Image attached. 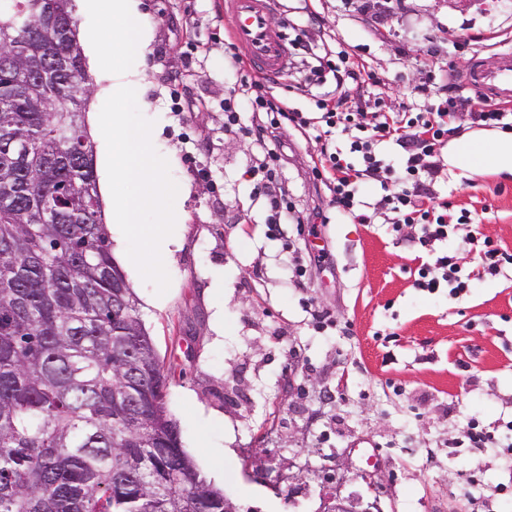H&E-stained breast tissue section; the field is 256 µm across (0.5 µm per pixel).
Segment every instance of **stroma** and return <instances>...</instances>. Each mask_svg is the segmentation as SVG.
<instances>
[{
  "label": "stroma",
  "instance_id": "stroma-1",
  "mask_svg": "<svg viewBox=\"0 0 512 512\" xmlns=\"http://www.w3.org/2000/svg\"><path fill=\"white\" fill-rule=\"evenodd\" d=\"M271 17L286 41L307 31L305 57L342 48L343 64L379 77L350 89L358 112H399L413 87L495 66L512 49V10L480 0H280ZM146 46L136 89L163 132L156 152L179 191L177 249L163 262L165 295L122 270L160 361L181 444L240 512H322L333 493L381 512H505L512 464L467 447L469 421L512 443V270L479 275L462 235L449 238L467 291L413 285L418 230L355 224L312 174L314 133L282 122L279 179L302 221L268 236L254 191L252 140L224 130V99L241 75L228 65L224 0H137ZM308 112L336 81L270 83ZM201 101L175 111L171 94ZM436 185L470 209L477 236L512 251V175L468 180L439 150ZM307 268L297 280L295 264ZM301 467L288 479L289 465Z\"/></svg>",
  "mask_w": 512,
  "mask_h": 512
}]
</instances>
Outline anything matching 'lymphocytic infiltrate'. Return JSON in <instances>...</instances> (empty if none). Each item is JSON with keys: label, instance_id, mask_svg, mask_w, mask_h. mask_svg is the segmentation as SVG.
Here are the masks:
<instances>
[{"label": "lymphocytic infiltrate", "instance_id": "lymphocytic-infiltrate-1", "mask_svg": "<svg viewBox=\"0 0 512 512\" xmlns=\"http://www.w3.org/2000/svg\"><path fill=\"white\" fill-rule=\"evenodd\" d=\"M355 81L363 86L378 84L376 74L366 68L337 75L335 97L321 100L318 115L311 116L288 107L269 96L266 78L247 76L237 96L224 100L226 132L252 137L256 160L251 168L258 181L255 189L266 199L267 224L272 235L292 215L288 195L275 179L280 157L271 148L261 125L245 126L240 122L238 96L248 97L253 111L266 113L271 126L289 120L306 131H318L326 137L345 139L346 149L323 150L314 161L312 172L329 192V202L343 215L359 224L374 223L379 210H386L394 229L408 224L418 225L419 247L429 255L421 262L414 285L434 293L448 289L459 295L468 288L461 274L459 257L445 249L449 235L460 225L471 222L469 209H454L435 189L438 149L456 128V121L467 111L470 100L451 96L441 104H433L431 86L421 84L411 92L412 103L402 112H350L346 85ZM392 143L403 151L401 167L384 164L380 157L383 144ZM379 184L382 195L375 204L359 196L362 185Z\"/></svg>", "mask_w": 512, "mask_h": 512}]
</instances>
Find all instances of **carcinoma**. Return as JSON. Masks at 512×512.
I'll list each match as a JSON object with an SVG mask.
<instances>
[{
	"label": "carcinoma",
	"instance_id": "carcinoma-1",
	"mask_svg": "<svg viewBox=\"0 0 512 512\" xmlns=\"http://www.w3.org/2000/svg\"><path fill=\"white\" fill-rule=\"evenodd\" d=\"M0 512H224L112 256L71 0H0Z\"/></svg>",
	"mask_w": 512,
	"mask_h": 512
}]
</instances>
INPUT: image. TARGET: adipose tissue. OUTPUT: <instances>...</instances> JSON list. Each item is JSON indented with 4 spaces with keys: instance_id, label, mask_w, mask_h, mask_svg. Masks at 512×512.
Listing matches in <instances>:
<instances>
[{
    "instance_id": "1",
    "label": "adipose tissue",
    "mask_w": 512,
    "mask_h": 512,
    "mask_svg": "<svg viewBox=\"0 0 512 512\" xmlns=\"http://www.w3.org/2000/svg\"><path fill=\"white\" fill-rule=\"evenodd\" d=\"M448 164L470 178L489 169L512 174V132L481 130L454 139L448 144Z\"/></svg>"
}]
</instances>
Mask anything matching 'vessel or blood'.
Here are the masks:
<instances>
[{
  "mask_svg": "<svg viewBox=\"0 0 512 512\" xmlns=\"http://www.w3.org/2000/svg\"><path fill=\"white\" fill-rule=\"evenodd\" d=\"M275 0H224V15L231 31L252 68L267 77L288 73V44L270 22ZM465 85L494 89L499 98L512 100V53L492 70L474 71L463 77Z\"/></svg>",
  "mask_w": 512,
  "mask_h": 512,
  "instance_id": "obj_1",
  "label": "vessel or blood"
}]
</instances>
